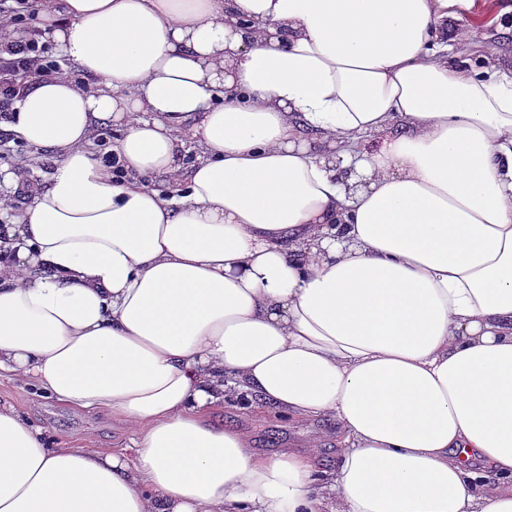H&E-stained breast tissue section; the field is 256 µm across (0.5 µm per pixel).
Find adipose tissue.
Wrapping results in <instances>:
<instances>
[{
    "mask_svg": "<svg viewBox=\"0 0 512 512\" xmlns=\"http://www.w3.org/2000/svg\"><path fill=\"white\" fill-rule=\"evenodd\" d=\"M41 3L73 69L0 122L52 161L18 212L0 177V377L136 454L0 400V512H512V70L454 53L471 0ZM227 401L336 452L260 456ZM0 399L9 400L34 424L68 430L91 450H125L132 456L130 446L132 432L112 415L102 411H88L76 405L64 406L55 400L40 396L31 386L20 382L0 379Z\"/></svg>",
    "mask_w": 512,
    "mask_h": 512,
    "instance_id": "1",
    "label": "adipose tissue"
}]
</instances>
